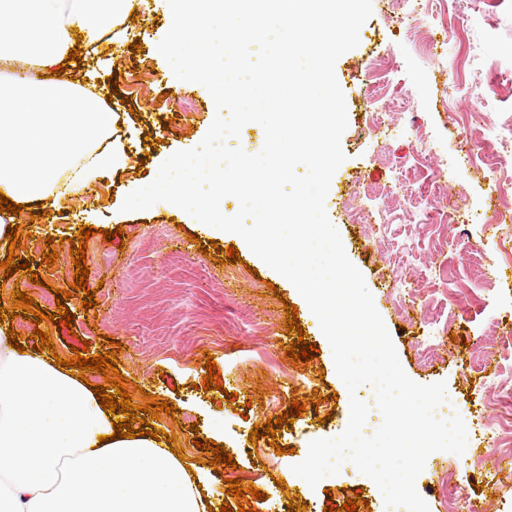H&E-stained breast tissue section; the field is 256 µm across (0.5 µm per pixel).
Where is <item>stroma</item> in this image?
Segmentation results:
<instances>
[{"instance_id":"obj_1","label":"stroma","mask_w":512,"mask_h":512,"mask_svg":"<svg viewBox=\"0 0 512 512\" xmlns=\"http://www.w3.org/2000/svg\"><path fill=\"white\" fill-rule=\"evenodd\" d=\"M143 9L144 31L117 29L111 55L82 52L73 73L115 83L106 138L125 147L129 162L63 197L48 216L35 205L13 216L23 235L15 254L21 269L0 276V307H12L19 289L49 316L74 314L68 328L49 317L37 325L16 317L13 328L29 349L37 328L66 360L80 339L92 356L119 343L117 368L137 387L133 404L145 406L152 395L175 405L155 426L184 457L208 464L213 455L201 444L223 421L220 445L234 464L212 473L216 503L227 501L228 480L240 479L264 494L244 495L255 512H268L276 496L321 508L352 498L357 512H385L376 483L352 463L314 486L292 472L311 441L339 436L350 416L331 346L294 285L241 236L198 231L170 203L121 209L131 185L149 184L170 155L198 146L217 116L209 91L177 79L158 51L170 28L167 0H145ZM335 75L346 105V159L331 179L327 215L406 375L422 385L445 382L449 401L469 408L474 422L491 423L497 407L486 378L512 377V348L502 345L512 330V223L492 221L490 173L466 162L460 142L474 112L498 125L512 121V11L491 0H372L359 43L338 58ZM442 202L454 208L453 222L442 223ZM84 225L96 230L85 252L88 288L96 292L88 312L85 290L72 289L61 303L55 295L72 288L70 241ZM106 230L120 231L121 244L104 242ZM49 237L57 256L51 266L42 253ZM231 245L239 262L219 264V250ZM447 302L454 312L441 330L433 318ZM288 303L317 346L306 363L285 356ZM210 359L222 390L202 387ZM294 399L305 406L301 418L250 440V430L289 412ZM320 414L325 422H317ZM279 444L285 453L276 452ZM467 445L464 459L439 451L427 458L416 489L429 512H448L442 477L488 512H512V473L496 465L481 436L468 434Z\"/></svg>"}]
</instances>
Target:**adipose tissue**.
Segmentation results:
<instances>
[{"instance_id":"1","label":"adipose tissue","mask_w":512,"mask_h":512,"mask_svg":"<svg viewBox=\"0 0 512 512\" xmlns=\"http://www.w3.org/2000/svg\"><path fill=\"white\" fill-rule=\"evenodd\" d=\"M132 0H0V192L18 204L54 202L126 165L104 146L112 114L96 80L55 75L75 40L107 50ZM20 60L37 76L6 77ZM0 327V512H207L209 468L165 441L114 438L115 413L79 370L10 345Z\"/></svg>"}]
</instances>
